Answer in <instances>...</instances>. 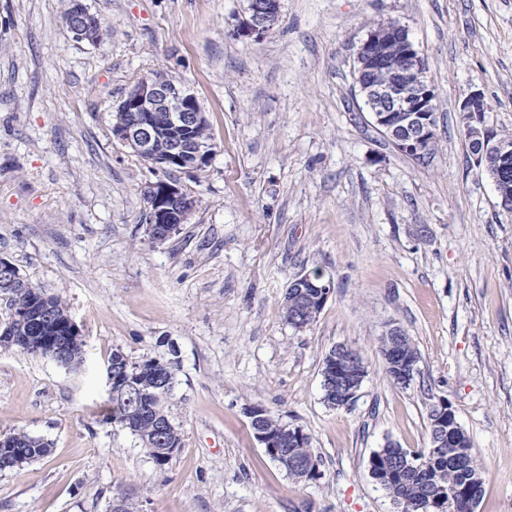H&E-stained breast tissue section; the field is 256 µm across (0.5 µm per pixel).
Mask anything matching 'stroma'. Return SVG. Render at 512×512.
Wrapping results in <instances>:
<instances>
[{
  "label": "stroma",
  "mask_w": 512,
  "mask_h": 512,
  "mask_svg": "<svg viewBox=\"0 0 512 512\" xmlns=\"http://www.w3.org/2000/svg\"><path fill=\"white\" fill-rule=\"evenodd\" d=\"M110 28L76 40L70 0H0V258L63 298L79 369L0 348V438L52 444L0 472V512H397L369 470L386 443L429 445L448 399L486 472L476 512H512V213L469 157L458 106L483 91L512 133V0H281L262 36L239 33L248 0H83ZM405 25L437 90L438 150L420 164L362 111L353 53L375 23ZM186 83L214 144L176 173L199 203L163 243L143 191L161 178L112 136L131 85ZM331 292L297 330L296 276ZM416 344L407 387L387 376L389 324ZM357 351L367 376L347 407L322 400L324 357ZM178 363L182 433L157 466L104 423L106 365ZM260 406L311 438L318 479L295 481L255 439ZM296 278V277H295ZM293 278L286 290L284 300H283V317L288 322V324L292 325L295 328H298L291 322V318L298 319L302 325L305 327L310 326L313 322L316 321L318 315L320 314L323 307L318 306L317 303L311 304L315 306L314 315L304 313L303 309L306 307V300L309 297H316L318 292L319 295L316 298H313L316 301L318 298H321L323 306L328 298L330 293V284L325 282L321 275L314 277L312 274H304L297 277L296 281L301 282L299 288H294L292 285ZM316 288V289H315ZM303 290L304 294L300 295V291ZM318 290V291H317Z\"/></svg>",
  "instance_id": "stroma-1"
}]
</instances>
